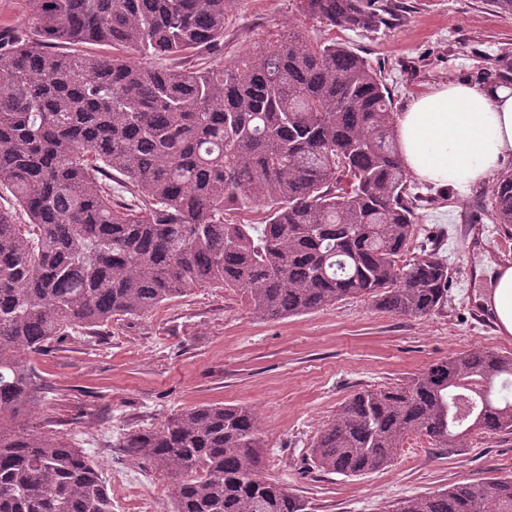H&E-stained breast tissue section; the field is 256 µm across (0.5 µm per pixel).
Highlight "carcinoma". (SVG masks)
<instances>
[{"mask_svg":"<svg viewBox=\"0 0 512 512\" xmlns=\"http://www.w3.org/2000/svg\"><path fill=\"white\" fill-rule=\"evenodd\" d=\"M232 2L34 0L33 32L0 34V512H112L87 453L18 424L40 398L25 354L201 287L237 290L267 319L355 297L415 317L448 304L438 249L402 260L418 196L380 75L336 38L299 32L221 66L185 64L222 46ZM297 2L333 31L375 33L402 13L395 0ZM58 43L114 53L51 51ZM486 197L512 230V172ZM254 210L261 222L238 219ZM499 379L512 383V357L474 350L359 391L317 432L313 464L362 476L412 434L446 448L512 433ZM114 447L176 477L172 512L304 510L259 476L260 422L245 406L187 409ZM392 512H512V477Z\"/></svg>","mask_w":512,"mask_h":512,"instance_id":"cac0c4a2","label":"carcinoma"}]
</instances>
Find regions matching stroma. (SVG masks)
<instances>
[{"mask_svg":"<svg viewBox=\"0 0 512 512\" xmlns=\"http://www.w3.org/2000/svg\"><path fill=\"white\" fill-rule=\"evenodd\" d=\"M402 3L404 20L378 33H335L380 73L394 112L439 83L512 85V15L492 0ZM291 30L313 41L325 35L296 0H234L224 46L205 60H237ZM409 190L424 204L403 258L412 260L426 245L440 248L451 271L442 313H384L354 298L270 320L249 310L240 292L198 288L148 315L113 318L48 355L30 356L41 399L26 423L84 449L106 485L125 478L112 512H136L143 494L153 496L154 512L171 510V477L131 461L117 438L206 404L256 412L265 447L260 474L297 496L305 512H392L411 496L512 476V433L476 432L460 448H436L413 434L391 466L359 477L318 470L311 460L318 430L356 392L402 382L461 352L512 356V336L497 334L477 300L481 280L474 271L484 258L512 264V235L485 206L487 184L448 189L413 178Z\"/></svg>","mask_w":512,"mask_h":512,"instance_id":"stroma-1","label":"stroma"}]
</instances>
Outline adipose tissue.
I'll list each match as a JSON object with an SVG mask.
<instances>
[{
    "label": "adipose tissue",
    "mask_w": 512,
    "mask_h": 512,
    "mask_svg": "<svg viewBox=\"0 0 512 512\" xmlns=\"http://www.w3.org/2000/svg\"><path fill=\"white\" fill-rule=\"evenodd\" d=\"M401 160L413 177L442 187L483 183L512 155V87L441 84L398 113ZM496 331L512 335V267H485Z\"/></svg>",
    "instance_id": "obj_1"
}]
</instances>
